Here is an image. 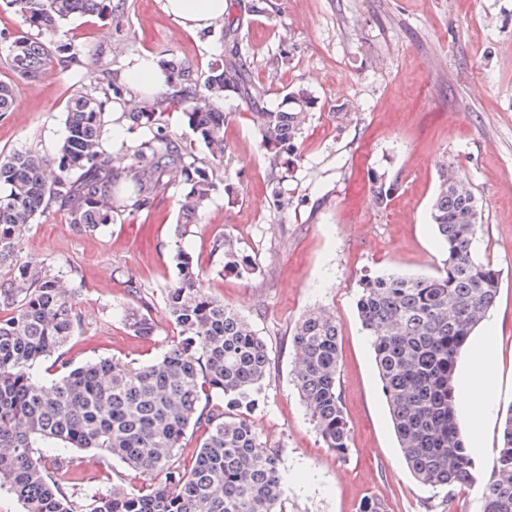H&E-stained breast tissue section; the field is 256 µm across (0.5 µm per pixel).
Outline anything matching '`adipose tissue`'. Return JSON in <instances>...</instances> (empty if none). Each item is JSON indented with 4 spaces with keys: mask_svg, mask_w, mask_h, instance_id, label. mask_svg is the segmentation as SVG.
<instances>
[{
    "mask_svg": "<svg viewBox=\"0 0 512 512\" xmlns=\"http://www.w3.org/2000/svg\"><path fill=\"white\" fill-rule=\"evenodd\" d=\"M225 0H164L165 11L189 28L203 30L223 17ZM500 386L498 350L493 337H479L466 360L455 396L473 433L469 450L484 451L480 434L496 410Z\"/></svg>",
    "mask_w": 512,
    "mask_h": 512,
    "instance_id": "ef3b65f1",
    "label": "adipose tissue"
}]
</instances>
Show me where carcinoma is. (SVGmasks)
Returning <instances> with one entry per match:
<instances>
[{"label": "carcinoma", "mask_w": 512, "mask_h": 512, "mask_svg": "<svg viewBox=\"0 0 512 512\" xmlns=\"http://www.w3.org/2000/svg\"><path fill=\"white\" fill-rule=\"evenodd\" d=\"M29 26L59 32L74 14L104 16L112 0H10ZM58 52L75 59L71 47ZM56 52V53H58ZM37 37L18 36L8 64L19 78L33 79L62 60ZM238 50L212 62L203 77L191 67L161 61L167 89L155 99L131 98L124 111L110 112L112 94L84 91L68 101L66 135L53 156L32 150L0 159V489L24 512H282L285 487L279 449L261 441L247 413L269 377L265 340L248 318L211 296L200 270L181 250L165 308L174 325L170 348L135 367L109 358L75 365L65 347L81 329L75 311L81 287H65L61 275L39 261H21L22 230L50 211H63L80 233L139 214L159 194L180 186L178 232L199 223L219 185L224 162L226 112L213 101L256 107L263 91L237 63ZM202 160L182 144L164 119L183 104ZM315 100L296 87L275 109L253 113L272 171L297 155V141ZM139 133L138 144L114 153L102 145L104 127ZM430 220L445 255L434 275L397 273L360 280L357 313L369 336L378 378L403 458L414 479L430 487L465 485L475 464L452 390L457 361L475 330L489 317L501 273L474 254L482 208L469 183L451 165L440 167ZM393 185L371 179L378 206ZM224 268L242 277L258 271L249 256L227 239L213 242ZM136 336H151L153 319L128 312ZM340 324L325 310L311 311L291 334L292 375L310 420L329 450L349 448L348 422L339 388ZM55 357L60 376L44 386L41 360ZM206 429L192 461L179 454L190 426ZM47 448L62 469L73 448H88L165 481L139 488L112 486L77 502L42 461ZM481 512H512V408L485 484Z\"/></svg>", "instance_id": "cac0c4a2"}]
</instances>
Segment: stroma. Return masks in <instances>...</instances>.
I'll return each instance as SVG.
<instances>
[{"label": "stroma", "mask_w": 512, "mask_h": 512, "mask_svg": "<svg viewBox=\"0 0 512 512\" xmlns=\"http://www.w3.org/2000/svg\"><path fill=\"white\" fill-rule=\"evenodd\" d=\"M227 0L207 31L182 25L163 0H123L106 18L73 17L64 35L77 62L40 77L17 78L0 42V81L13 83L15 102L0 114V152L35 148L55 153L65 135L72 94L108 84L141 54L169 51L195 73L222 58L225 20L253 84L271 109L297 86L317 101L301 134L299 154L282 183L270 174L249 110L224 121L228 191H217L190 235L178 238L181 188L160 194L155 207L103 233L73 230L68 217H36L20 242L34 258L82 284L76 308L82 329L78 360L112 357L148 363L174 332L164 303L176 277L174 255L189 253L203 287L240 310L266 341L269 379L248 414L261 440L280 450L287 512H357L367 496L388 512H479L490 458H475L470 486L431 488L411 476L390 424L367 338L357 316V281L397 272L436 274L442 251L429 207L441 165H454L483 204L475 248L500 269L496 304L481 333L496 337L501 373L497 416L485 433L495 448L501 415L512 407V0ZM394 191L373 204L372 175ZM282 189L290 205L276 207ZM228 237L259 268L245 278L224 271L215 239ZM150 296L154 335L138 337L116 308L136 309L129 293ZM333 313L341 327L340 387L350 428L345 456L325 448L292 381L291 331L313 309ZM74 500L108 493L113 484L143 486L150 478L119 460L75 448L70 453Z\"/></svg>", "instance_id": "1"}]
</instances>
